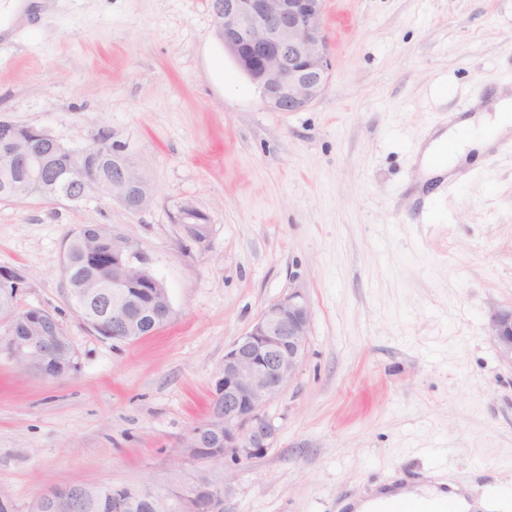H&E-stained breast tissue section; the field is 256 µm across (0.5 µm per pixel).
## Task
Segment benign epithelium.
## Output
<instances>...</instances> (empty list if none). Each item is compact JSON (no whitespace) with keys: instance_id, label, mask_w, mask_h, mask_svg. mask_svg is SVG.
<instances>
[{"instance_id":"benign-epithelium-1","label":"benign epithelium","mask_w":512,"mask_h":512,"mask_svg":"<svg viewBox=\"0 0 512 512\" xmlns=\"http://www.w3.org/2000/svg\"><path fill=\"white\" fill-rule=\"evenodd\" d=\"M324 0H224L215 24L224 51L256 85L271 112H302L321 97L333 68L329 38L323 21ZM65 151L70 158V179L87 178L86 147H69L43 130L26 127L25 135H12L0 151V168H27L43 193L59 192L57 181L44 174L37 153L28 143ZM97 196L119 201L128 211H142L151 193L127 156L112 169V176L96 185ZM19 294L27 278L18 269L0 270V284ZM134 287L136 294L112 301L94 330L112 333V341L129 343L145 336L148 325L171 314L166 288L150 273L133 244L112 249V287ZM10 337V359L26 372L42 378L52 344L61 340L46 315L38 311L26 319L23 335H12L13 323L0 322ZM501 357L512 363V308L496 311L490 322ZM311 335V312L299 292L265 306L247 332L224 352L207 418L195 424L184 439L186 453L193 448H222L224 459L235 463L263 455L271 447L276 429L263 407L297 375ZM49 512H79L81 490L73 485L41 495Z\"/></svg>"}]
</instances>
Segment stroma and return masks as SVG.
Wrapping results in <instances>:
<instances>
[{
  "label": "stroma",
  "instance_id": "obj_1",
  "mask_svg": "<svg viewBox=\"0 0 512 512\" xmlns=\"http://www.w3.org/2000/svg\"><path fill=\"white\" fill-rule=\"evenodd\" d=\"M333 69L302 112L267 110L215 33L212 0H46L0 42V120L128 154L152 188L116 201L0 199V267L22 308L54 313L79 363L45 379L0 354V490L29 512L71 484L192 480L182 442L224 352L298 291L311 336L264 408L267 452L224 465V512H347L442 470L512 494V364L490 334L512 306V136L453 183L425 145L512 90V0H325ZM209 218L204 241L173 216ZM110 225L171 304L115 343L65 294L70 234Z\"/></svg>",
  "mask_w": 512,
  "mask_h": 512
}]
</instances>
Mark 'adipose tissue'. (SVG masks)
<instances>
[{"label":"adipose tissue","instance_id":"1","mask_svg":"<svg viewBox=\"0 0 512 512\" xmlns=\"http://www.w3.org/2000/svg\"><path fill=\"white\" fill-rule=\"evenodd\" d=\"M512 132V98L500 97L493 115L484 116L480 122L465 119L459 130L449 131L432 141L424 150L422 165L428 169L444 170L453 167L469 151H482L495 139ZM411 500L418 504L421 512H441L445 502H452L454 512H512V498L488 493H473L446 479L434 477L432 482L404 490H386L361 501L358 512H389L395 502Z\"/></svg>","mask_w":512,"mask_h":512}]
</instances>
